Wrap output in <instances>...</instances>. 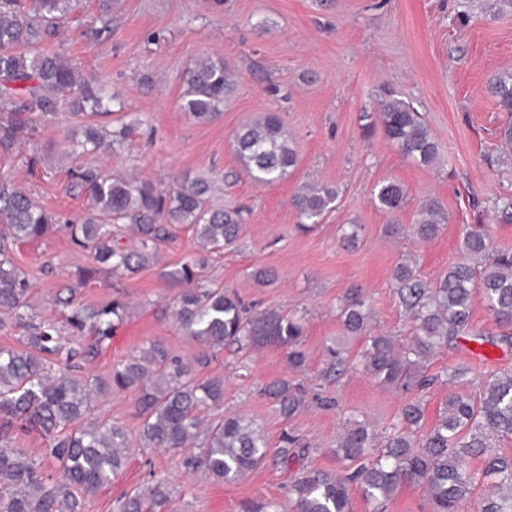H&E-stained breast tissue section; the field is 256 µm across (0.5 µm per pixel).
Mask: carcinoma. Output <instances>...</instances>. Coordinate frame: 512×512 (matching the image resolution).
Masks as SVG:
<instances>
[{"label": "carcinoma", "mask_w": 512, "mask_h": 512, "mask_svg": "<svg viewBox=\"0 0 512 512\" xmlns=\"http://www.w3.org/2000/svg\"><path fill=\"white\" fill-rule=\"evenodd\" d=\"M69 9L70 0H0V147L33 148V165L40 161L34 150L40 126L59 111L64 98H70L77 114L110 112L104 89L84 77L77 64L39 49L56 37ZM489 89L500 108L512 114V78L495 76ZM233 90L224 63L202 57L189 71L180 108L196 121H213ZM378 119L366 130L381 126L384 136L421 166L437 162L439 145L410 103L387 94L379 101ZM126 137L125 126L107 130L88 123L76 146L86 154L116 152ZM235 148L244 172L260 185L282 180L299 162L295 140L271 111L236 132ZM70 180L86 193L90 206L80 223L63 225L71 242L92 255V264L73 273L78 285L105 273L136 274L157 260L159 244L181 228L192 231L203 253L236 245L243 228L242 211L211 203L208 179L184 177L160 187L137 175L112 176L85 164L71 170ZM336 196L334 188L318 183L296 192L292 205L299 223H320ZM374 203L388 214L400 212L406 205L403 188L394 181L383 184ZM419 214L413 230L420 240L434 238L448 222L437 199L426 201ZM57 223L25 190L0 180V310L25 327L23 348L0 349V512H83L84 497L112 482L126 464V432L107 418H92L96 396L112 391L135 393L143 448L188 451V465L219 481L247 477L270 455L286 467L305 457L308 445L296 434L285 433L272 450L252 422L220 412L224 379L198 378L199 367L207 363L204 352L185 358L153 342L112 367L107 380L76 374L72 360L92 358L107 347L130 306L116 297L73 308V287L61 288L56 303L69 309L64 316L68 334L86 341L79 349H63L62 327L55 322L29 319L32 284L7 253L12 243L46 237ZM461 250L463 259L434 281L421 278L408 261L394 269V288L413 325L406 341L367 335L371 312L365 301L356 291L344 298L338 314L343 333L366 336L357 363L379 384L406 394L426 389L439 380L425 376L430 359L461 339L512 345L511 334L488 337L471 323L477 291L495 320L512 326V252L496 249L481 224L465 229ZM206 267V258L200 257L164 272L182 285L172 304L179 332L209 350L275 343L287 349L289 366L302 370L307 361L301 349L303 318L250 311L237 294L208 280ZM265 394L285 415L306 403L304 389L286 380L268 385ZM424 417V403L415 397L400 411L401 426L381 442L365 421L347 426L335 452L348 466L336 473L298 469L288 490L291 512H352L354 488L373 512H383L404 485L421 490L431 512H461L484 479L493 490L481 499L480 512H512V455L491 449V439L512 437V373L493 376L472 396L448 393L426 430ZM17 425L45 439L41 458L10 445ZM474 459L480 460L476 469ZM46 461L57 465L59 477L44 468ZM170 498L169 482L156 479L117 500L116 509L163 512Z\"/></svg>", "instance_id": "1"}]
</instances>
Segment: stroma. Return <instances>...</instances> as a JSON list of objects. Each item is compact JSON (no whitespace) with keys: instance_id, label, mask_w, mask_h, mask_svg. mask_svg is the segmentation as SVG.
<instances>
[{"instance_id":"obj_1","label":"stroma","mask_w":512,"mask_h":512,"mask_svg":"<svg viewBox=\"0 0 512 512\" xmlns=\"http://www.w3.org/2000/svg\"><path fill=\"white\" fill-rule=\"evenodd\" d=\"M108 13H101V5ZM470 21H463V12ZM107 15L108 33L86 38L85 29ZM47 49L64 54L85 77L102 83L124 108L113 124L142 116L116 154H70V141L85 121L62 108L41 127L42 166L27 164L28 149H0V175L23 187L44 209L76 221L87 211L85 193L68 186L69 168L92 163L109 173L135 171L164 186L179 177L216 179L212 202L242 209L244 227L236 246L210 254L211 280L238 294L255 310H283L305 317L303 371L288 365L286 350L273 344L240 353L210 352L199 378L224 380L223 412L252 420L277 448L284 432L310 446L305 465L339 470L336 439L349 418L366 419L385 433L398 419L405 394L379 385L353 360L362 341L344 337L336 308L349 290L361 291L373 312L374 333L409 337L413 328L394 291L401 262L415 263L425 279L436 278L461 258L466 227L485 225L497 247L512 249V223L501 221L497 201L512 198V151L500 131L508 117L487 84L512 76V5L507 0H75L72 12ZM209 57L239 76L222 114L200 123L179 104L188 68ZM392 91L421 112L440 147L434 167L406 158L382 132L364 136V114L374 112L383 91ZM277 112L300 152L299 165L284 179L257 186L241 169L235 131L265 111ZM337 191L321 224L305 231L291 205L307 182ZM399 183L406 208L390 216L372 202L386 182ZM436 199L448 222L433 239L411 232L423 201ZM401 227L389 235L387 224ZM360 225L356 243L342 228ZM190 230L160 245V261L133 276L106 275L77 288L76 303L94 305L122 296L129 318L108 348L84 369L109 377L114 364L157 341L173 353L196 351L169 314L179 292L165 271L197 257ZM11 258L34 284L30 297L38 318L60 320L53 303L74 266L91 262L60 231L14 246ZM274 280L257 284L255 269ZM339 348L351 365L336 380L323 376ZM467 368L454 387L422 392L425 421L433 423L449 391L475 393L492 374L512 372V348L460 340L436 353L429 373ZM285 379L303 384L308 404L286 416L262 393ZM134 393H111L96 402L97 414L128 432L125 468L108 487L88 497L84 512H114L117 499L155 474L168 475L176 492L168 512H247L262 500L287 505L290 470L267 459L246 478L224 483L185 464L182 452L143 449L134 416Z\"/></svg>"}]
</instances>
